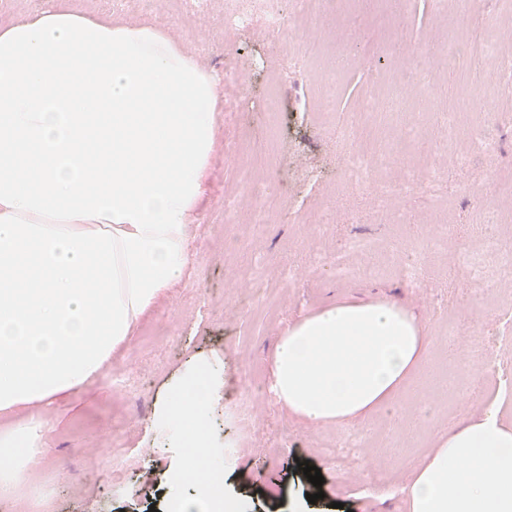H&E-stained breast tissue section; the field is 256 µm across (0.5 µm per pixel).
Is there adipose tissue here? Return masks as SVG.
Here are the masks:
<instances>
[{"label": "adipose tissue", "mask_w": 512, "mask_h": 512, "mask_svg": "<svg viewBox=\"0 0 512 512\" xmlns=\"http://www.w3.org/2000/svg\"><path fill=\"white\" fill-rule=\"evenodd\" d=\"M218 83L165 28L56 7L0 24V496L28 483L52 402L84 388L180 282L219 143ZM432 345L391 300L339 302L278 336L270 390L312 425L388 407ZM221 369L194 360L150 426L177 449L166 512H246L199 462ZM409 512H512V421L498 409L435 432Z\"/></svg>", "instance_id": "adipose-tissue-1"}]
</instances>
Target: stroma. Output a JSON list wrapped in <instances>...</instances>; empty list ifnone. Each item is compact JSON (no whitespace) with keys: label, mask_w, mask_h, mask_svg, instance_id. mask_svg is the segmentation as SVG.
Instances as JSON below:
<instances>
[{"label":"stroma","mask_w":512,"mask_h":512,"mask_svg":"<svg viewBox=\"0 0 512 512\" xmlns=\"http://www.w3.org/2000/svg\"><path fill=\"white\" fill-rule=\"evenodd\" d=\"M78 9L164 26L219 79L221 99L247 95L249 104L222 130L207 182L205 204L193 226L185 274L167 298L138 325L97 378L74 396L46 407L56 422L31 464L30 486L0 498V512H149L159 504L175 451L162 448L149 427L158 401L189 358L224 364V393L210 423V436L235 467L225 491L242 496L249 512H407L404 487L413 464L431 447V433L477 417L493 405L512 417V269L500 252L475 241L470 215L496 202L501 170L512 166V95H495L494 72L463 67L437 74L448 109L465 115L456 135L466 142L490 134L489 152L469 164L449 166L441 185L419 175L398 204L423 211L431 196L447 199L454 234L421 224H388L369 218V188H351L344 176L348 149L319 118L317 100L328 86L331 61L340 60L336 123L360 119L369 93L366 74L387 59L380 45L390 24L379 0H348L345 16H358L353 55L325 43L315 58L281 55L261 25L228 33L224 0L205 11L176 16L169 0H69ZM512 0H477L467 18L474 37L496 35ZM454 16L439 15L433 0H411L406 18L410 47H420L438 28L455 29ZM257 61L245 88L231 75L244 60ZM493 98L491 111L474 113L464 87ZM266 152L281 176L280 202L264 234L224 213L225 189L239 188L236 162L246 145ZM331 200L337 221L318 223V205ZM380 249L372 276L337 278L332 260L350 267L366 262V247ZM419 247H434L441 259L422 267L417 284L402 268ZM277 296L273 320L257 311L261 295L252 278L256 259ZM479 266L480 280L463 265ZM390 299L424 323L433 338L428 359L386 410L363 420L315 426L288 415L268 390L279 333L303 315L338 301ZM467 320L470 332L450 342L448 316ZM135 373L139 389L130 398L113 394L116 376ZM128 459L121 481L104 468L115 445ZM307 461L324 478L323 499L308 504L311 487L299 470Z\"/></svg>","instance_id":"stroma-1"}]
</instances>
